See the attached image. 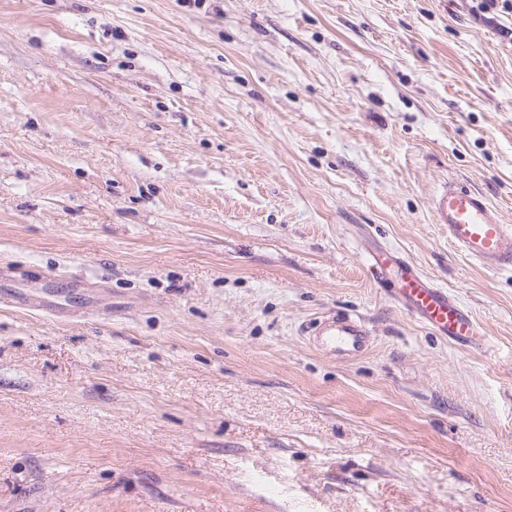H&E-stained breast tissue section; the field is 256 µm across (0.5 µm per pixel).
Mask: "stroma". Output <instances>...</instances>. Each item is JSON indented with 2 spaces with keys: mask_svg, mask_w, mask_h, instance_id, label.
Masks as SVG:
<instances>
[{
  "mask_svg": "<svg viewBox=\"0 0 512 512\" xmlns=\"http://www.w3.org/2000/svg\"><path fill=\"white\" fill-rule=\"evenodd\" d=\"M0 0V512H512V13ZM388 248L468 308L396 305ZM362 318L365 354L305 334ZM436 224L469 259L487 270L512 269V225L478 191L448 182L433 201ZM369 270L391 286L399 305L440 336L465 347L485 342V333L471 312L403 258L387 251L371 253Z\"/></svg>",
  "mask_w": 512,
  "mask_h": 512,
  "instance_id": "1",
  "label": "stroma"
}]
</instances>
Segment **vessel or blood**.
<instances>
[{
    "mask_svg": "<svg viewBox=\"0 0 512 512\" xmlns=\"http://www.w3.org/2000/svg\"><path fill=\"white\" fill-rule=\"evenodd\" d=\"M435 221L461 253L488 270L512 269V225L502 223L487 196L455 183L445 184L433 201ZM369 269L387 282L395 301L425 326L465 347L482 345L485 333L471 312L446 289L436 286L417 267L387 251L371 253ZM308 333L337 357L364 353L371 331L360 320L328 316Z\"/></svg>",
    "mask_w": 512,
    "mask_h": 512,
    "instance_id": "b4317fda",
    "label": "vessel or blood"
}]
</instances>
